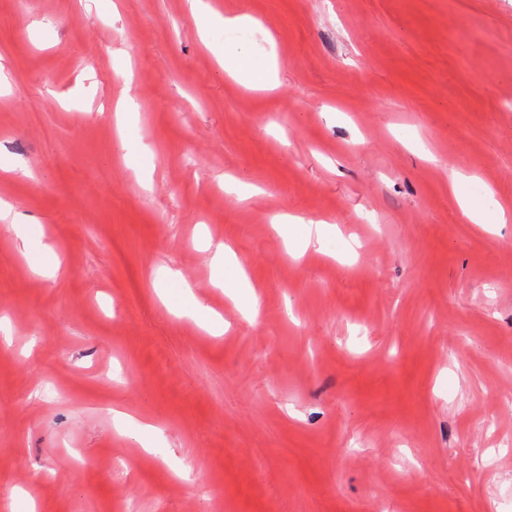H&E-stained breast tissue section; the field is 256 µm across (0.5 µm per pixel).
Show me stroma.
<instances>
[{
  "label": "stroma",
  "mask_w": 512,
  "mask_h": 512,
  "mask_svg": "<svg viewBox=\"0 0 512 512\" xmlns=\"http://www.w3.org/2000/svg\"><path fill=\"white\" fill-rule=\"evenodd\" d=\"M214 3L259 21L213 39L275 89L227 76L189 0H0V152L31 171L0 199L43 232L26 253L0 226V512L18 487L36 512H512V222L448 192L456 167L478 211L512 209V0ZM91 167L108 182L75 198ZM276 215L334 225V256L288 253ZM207 240L246 263L255 322ZM169 269L223 335L160 300ZM215 54L220 61L224 60V69L241 83L258 88H269L274 85L275 79L270 63L256 54L243 51L242 57L235 54L226 57L223 47L215 49ZM113 421L117 432L128 438L136 440L145 451L152 452V448L148 446L147 442L143 439V434L155 430V427L150 424H142L135 420L131 415L113 411Z\"/></svg>",
  "instance_id": "stroma-1"
}]
</instances>
